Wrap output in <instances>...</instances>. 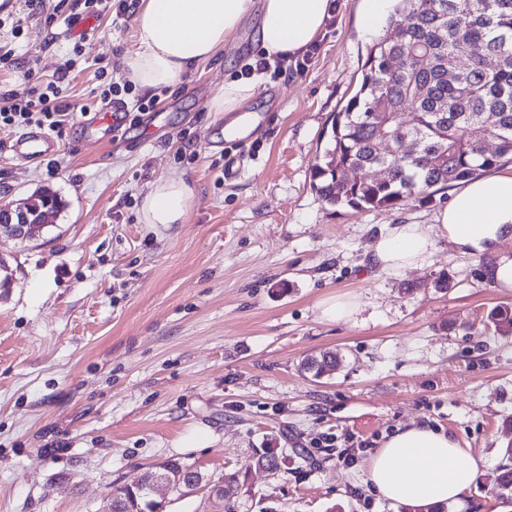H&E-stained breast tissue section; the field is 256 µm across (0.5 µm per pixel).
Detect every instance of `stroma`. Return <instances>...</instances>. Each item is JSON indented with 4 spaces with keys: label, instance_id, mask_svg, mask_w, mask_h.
I'll use <instances>...</instances> for the list:
<instances>
[{
    "label": "stroma",
    "instance_id": "1",
    "mask_svg": "<svg viewBox=\"0 0 512 512\" xmlns=\"http://www.w3.org/2000/svg\"><path fill=\"white\" fill-rule=\"evenodd\" d=\"M361 0L335 10L304 70L269 75L243 105L250 142H218L223 115L209 100L240 78L260 48L257 17L208 62L155 94L153 112L118 137L85 146L78 121L59 136L55 168L23 165L0 125V203L36 189L65 203L36 240L0 237L13 272L0 288V512H104L113 490L156 466H192L207 484L167 492L163 512H399L366 480L368 461L397 428L425 424L481 459L475 484L448 512H503L488 478L512 441V335L488 322L512 288L486 278L512 240L475 257L436 237L418 267L390 273L372 261L396 224H431L442 192L400 209L354 210L311 188L331 118L357 90L373 44ZM55 0H9L20 34L0 27L15 62L0 86L25 95L55 80L67 59L72 111L101 106L97 91L125 82L134 21L106 14L83 41L45 25ZM245 155L224 177L225 153ZM185 174L194 201L184 223L145 224L150 183ZM421 283L406 293L410 283ZM358 302L350 320L322 318V301ZM336 352L317 378L303 362ZM205 433V445L187 440ZM283 454L287 473L255 467ZM352 450L356 462L337 460Z\"/></svg>",
    "mask_w": 512,
    "mask_h": 512
}]
</instances>
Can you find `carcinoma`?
<instances>
[{"label":"carcinoma","mask_w":512,"mask_h":512,"mask_svg":"<svg viewBox=\"0 0 512 512\" xmlns=\"http://www.w3.org/2000/svg\"><path fill=\"white\" fill-rule=\"evenodd\" d=\"M401 36L372 45L356 93L332 119L321 162L312 168V187L327 204L358 209L398 208L430 198L459 182L512 163V0H395L387 19ZM481 44L492 68L466 54ZM404 59L401 69L391 62ZM495 124H484L485 115ZM417 143V154L396 152L402 139ZM493 139L497 148L484 150ZM352 167L383 170L381 179L346 180ZM28 200L34 211L59 213L64 203L38 189ZM498 333L512 332V309L500 306L488 316ZM338 363L324 352L304 363L320 377ZM491 479V492L512 507V445ZM177 478L182 494L198 487L199 471L178 462L158 466ZM147 498H133L128 487L112 493L116 512H141Z\"/></svg>","instance_id":"obj_1"}]
</instances>
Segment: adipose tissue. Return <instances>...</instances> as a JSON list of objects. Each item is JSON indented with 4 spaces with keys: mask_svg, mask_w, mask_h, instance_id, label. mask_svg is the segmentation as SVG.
<instances>
[{
    "mask_svg": "<svg viewBox=\"0 0 512 512\" xmlns=\"http://www.w3.org/2000/svg\"><path fill=\"white\" fill-rule=\"evenodd\" d=\"M258 15L267 58L304 53L323 34L330 0H140L137 47L125 61L130 81L144 89L175 87L181 76L209 61ZM194 193L184 176L154 181L141 205L146 224H180ZM444 236L465 253L481 256L512 238V172L475 178L457 190L436 218ZM435 241L421 224L392 227L377 243L375 260L401 272L427 259ZM476 459L448 434L426 426L398 429L371 455L367 480L391 502L448 505L476 480Z\"/></svg>",
    "mask_w": 512,
    "mask_h": 512,
    "instance_id": "1",
    "label": "adipose tissue"
}]
</instances>
